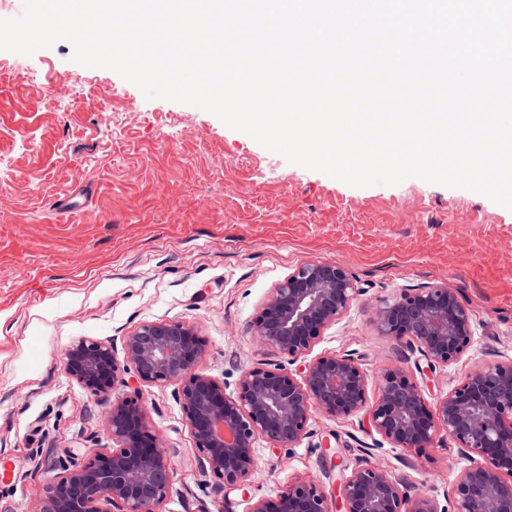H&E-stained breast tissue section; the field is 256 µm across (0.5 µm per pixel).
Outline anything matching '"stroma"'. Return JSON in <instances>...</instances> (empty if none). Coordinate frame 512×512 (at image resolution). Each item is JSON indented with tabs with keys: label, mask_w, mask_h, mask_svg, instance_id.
<instances>
[{
	"label": "stroma",
	"mask_w": 512,
	"mask_h": 512,
	"mask_svg": "<svg viewBox=\"0 0 512 512\" xmlns=\"http://www.w3.org/2000/svg\"><path fill=\"white\" fill-rule=\"evenodd\" d=\"M60 41L23 56L0 50V512H35L32 492L67 452L112 450L105 400L65 372L81 336L121 342L145 322L193 324L201 367L234 392L241 371L284 368L251 328L271 292L301 265L330 262L362 294L312 356L352 354L371 383L386 366L426 368L417 347L381 336L372 306L405 289L448 283L471 311L456 363L425 384L436 403L476 366L512 360V210L464 189L410 178L357 188L289 163L195 106L146 99L116 72L73 62ZM69 90L48 104L50 86ZM89 201L62 215L54 203ZM174 383L130 380L170 448L174 478L158 512H248L294 477L317 476L328 499L362 459L452 512L468 460L448 437L394 447L367 412L314 413L299 443H256L259 468L226 491L204 474Z\"/></svg>",
	"instance_id": "1"
}]
</instances>
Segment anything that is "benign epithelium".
<instances>
[{"label": "benign epithelium", "mask_w": 512, "mask_h": 512, "mask_svg": "<svg viewBox=\"0 0 512 512\" xmlns=\"http://www.w3.org/2000/svg\"><path fill=\"white\" fill-rule=\"evenodd\" d=\"M359 293L339 265H302L267 299L254 338L297 360ZM373 317L380 335L409 340L432 366L455 363L470 344V310L446 283L380 300ZM206 352L205 340L185 322L139 325L122 338L121 360L108 340H73L64 353L65 370L91 393L110 398L102 425L118 447L73 461L44 483L36 512H157L174 469L170 449L150 430L146 408L118 392L130 370L144 384L180 385L200 468L226 489L244 487L256 472L258 439L290 447L306 437L314 413L342 417L367 407L372 429L397 448H425L444 434L467 449L469 465L453 485L454 512H512V361L471 370L431 410L423 389L398 366L384 370L378 398L367 406L369 378L352 354L320 355L298 374L248 367L228 394L224 382L200 368ZM337 498L344 512H445L430 495L410 494L368 462L351 470ZM251 512L330 510L324 491L305 476L283 485L273 502L256 500Z\"/></svg>", "instance_id": "1"}]
</instances>
